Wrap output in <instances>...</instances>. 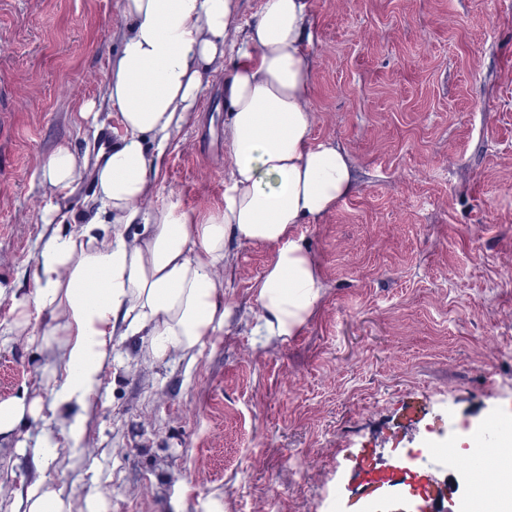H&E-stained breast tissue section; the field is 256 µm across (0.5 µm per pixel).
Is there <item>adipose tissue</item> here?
<instances>
[{"instance_id":"ef3b65f1","label":"adipose tissue","mask_w":512,"mask_h":512,"mask_svg":"<svg viewBox=\"0 0 512 512\" xmlns=\"http://www.w3.org/2000/svg\"><path fill=\"white\" fill-rule=\"evenodd\" d=\"M128 21L120 51L109 60L106 94L123 132L96 170L94 200L110 223L95 220L43 241L25 276L22 297L8 298L14 328L31 329L64 376L51 389L56 424L80 440L82 413L112 361L113 339L146 336L147 355L195 358L228 314L221 273L231 240L277 245L256 300L268 335L289 336L320 297L316 267L294 241L347 196L349 160L333 141L314 142L307 109L311 76L310 0H266L256 20L237 23V0H124ZM234 52L224 80V127L231 183L223 209L207 217L152 205L158 158L172 135L194 118L209 72ZM85 166L58 148L43 168L64 195ZM40 398L0 400V443L41 419ZM38 472L12 512H71L61 490Z\"/></svg>"}]
</instances>
